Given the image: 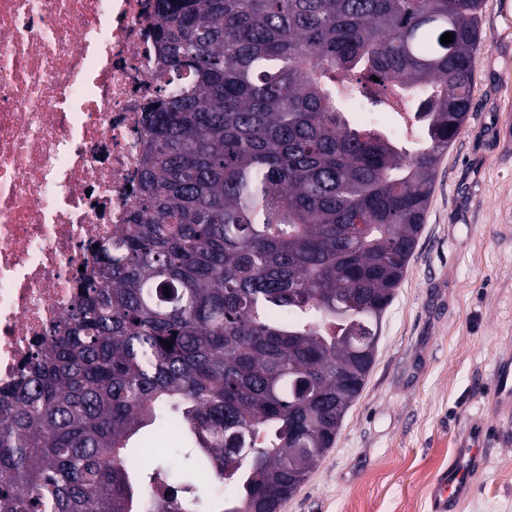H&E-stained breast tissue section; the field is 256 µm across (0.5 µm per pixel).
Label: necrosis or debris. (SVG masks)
Returning a JSON list of instances; mask_svg holds the SVG:
<instances>
[{"instance_id": "obj_1", "label": "necrosis or debris", "mask_w": 512, "mask_h": 512, "mask_svg": "<svg viewBox=\"0 0 512 512\" xmlns=\"http://www.w3.org/2000/svg\"><path fill=\"white\" fill-rule=\"evenodd\" d=\"M153 0H0V388L128 223L155 95Z\"/></svg>"}]
</instances>
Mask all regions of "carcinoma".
<instances>
[{
    "instance_id": "obj_1",
    "label": "carcinoma",
    "mask_w": 512,
    "mask_h": 512,
    "mask_svg": "<svg viewBox=\"0 0 512 512\" xmlns=\"http://www.w3.org/2000/svg\"><path fill=\"white\" fill-rule=\"evenodd\" d=\"M481 8L154 0L132 223L0 398V512H276L304 483L466 123ZM396 98L411 135L361 119Z\"/></svg>"
}]
</instances>
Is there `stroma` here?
<instances>
[{"label":"stroma","mask_w":512,"mask_h":512,"mask_svg":"<svg viewBox=\"0 0 512 512\" xmlns=\"http://www.w3.org/2000/svg\"><path fill=\"white\" fill-rule=\"evenodd\" d=\"M464 128L436 169L365 387L279 512H431L438 476L477 431L485 460L454 512H512V413L492 401L512 360V10L484 0Z\"/></svg>","instance_id":"obj_1"}]
</instances>
